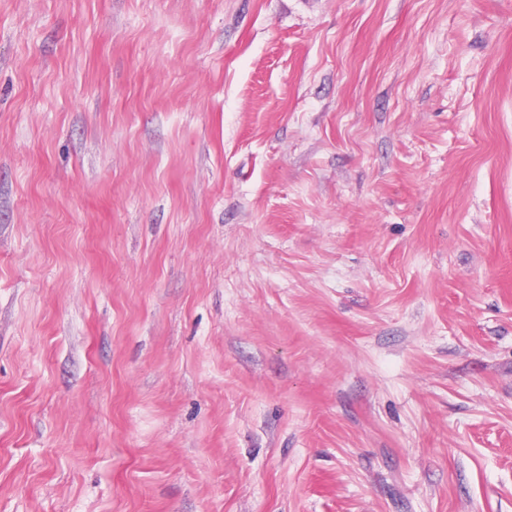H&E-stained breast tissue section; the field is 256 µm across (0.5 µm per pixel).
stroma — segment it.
<instances>
[{"label":"stroma","mask_w":512,"mask_h":512,"mask_svg":"<svg viewBox=\"0 0 512 512\" xmlns=\"http://www.w3.org/2000/svg\"><path fill=\"white\" fill-rule=\"evenodd\" d=\"M0 512H512V0H0Z\"/></svg>","instance_id":"1"}]
</instances>
